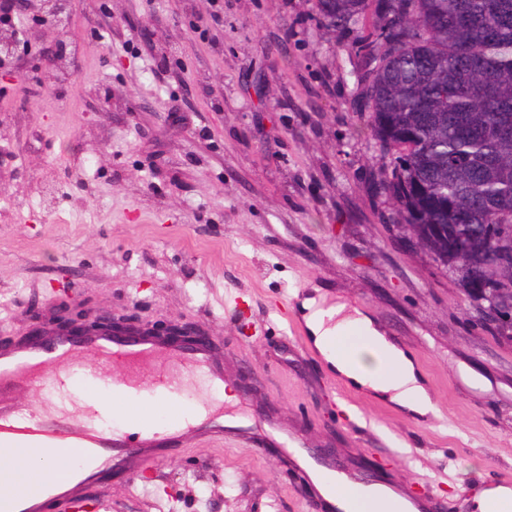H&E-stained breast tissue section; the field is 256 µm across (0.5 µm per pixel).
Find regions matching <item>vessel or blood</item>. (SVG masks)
Returning <instances> with one entry per match:
<instances>
[{"instance_id": "vessel-or-blood-1", "label": "vessel or blood", "mask_w": 512, "mask_h": 512, "mask_svg": "<svg viewBox=\"0 0 512 512\" xmlns=\"http://www.w3.org/2000/svg\"><path fill=\"white\" fill-rule=\"evenodd\" d=\"M121 361L125 375L107 379L105 373L113 361ZM177 365L179 375H171L169 365ZM203 375L213 389L224 386V360L208 339L179 347L158 338L115 339L109 336H85L75 339L55 336L45 344L28 340L0 347V457H10L18 448H47L70 452L79 458L96 457L124 464L130 476H138L148 466L167 457L182 446L190 435L231 436L254 451L268 446L281 448L292 465L307 472L305 497L311 512H336V506L322 493L321 482H335L334 463L314 458L302 439L276 423L252 430L241 422L225 418L207 398H199V413L188 418L181 414L184 382ZM81 379L89 398L105 394L112 399L113 411L125 418L140 417L145 399H164L172 409L166 427L143 424L136 438L120 429L97 426L98 410L87 406L81 415L42 409L33 411L17 402L25 388L51 384L60 390L70 388L73 379Z\"/></svg>"}]
</instances>
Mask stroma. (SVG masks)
<instances>
[{
	"mask_svg": "<svg viewBox=\"0 0 512 512\" xmlns=\"http://www.w3.org/2000/svg\"><path fill=\"white\" fill-rule=\"evenodd\" d=\"M25 0L0 29V344L64 307L189 322L219 341L225 414L272 415L307 448L443 512L512 479V328L404 231L364 110L358 41L317 0ZM412 350L434 414L414 419L331 373L300 318L309 284ZM101 512H309L281 449L187 438L147 480L100 475ZM24 0L0 1V28L10 29L14 35L24 37L27 31L26 22L22 16Z\"/></svg>",
	"mask_w": 512,
	"mask_h": 512,
	"instance_id": "1",
	"label": "stroma"
}]
</instances>
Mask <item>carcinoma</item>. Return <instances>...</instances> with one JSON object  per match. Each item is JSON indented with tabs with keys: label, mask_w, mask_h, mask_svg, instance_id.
<instances>
[{
	"label": "carcinoma",
	"mask_w": 512,
	"mask_h": 512,
	"mask_svg": "<svg viewBox=\"0 0 512 512\" xmlns=\"http://www.w3.org/2000/svg\"><path fill=\"white\" fill-rule=\"evenodd\" d=\"M329 27L357 23L368 0H318ZM365 107L385 188L402 219L435 226L425 248L464 287L512 280V243L488 254L492 225H512V0H379ZM480 308L512 306L489 288Z\"/></svg>",
	"instance_id": "1"
}]
</instances>
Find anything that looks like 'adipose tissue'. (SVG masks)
I'll use <instances>...</instances> for the list:
<instances>
[{
	"instance_id": "1",
	"label": "adipose tissue",
	"mask_w": 512,
	"mask_h": 512,
	"mask_svg": "<svg viewBox=\"0 0 512 512\" xmlns=\"http://www.w3.org/2000/svg\"><path fill=\"white\" fill-rule=\"evenodd\" d=\"M301 307L310 344L337 378L410 417L434 412L413 352L388 336L368 311L333 299L318 285L304 293ZM86 468L82 461L22 448L0 459V489L30 506L45 493L69 490Z\"/></svg>"
}]
</instances>
